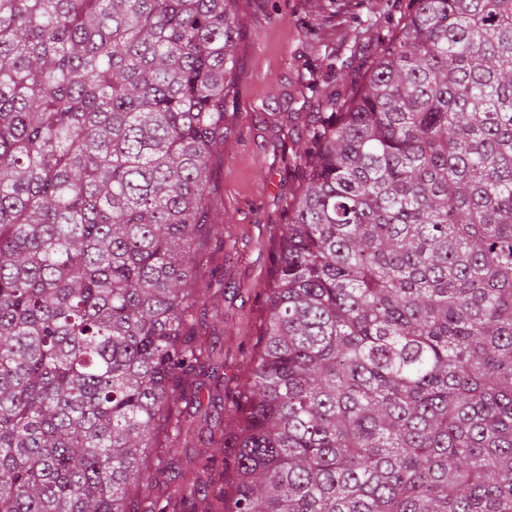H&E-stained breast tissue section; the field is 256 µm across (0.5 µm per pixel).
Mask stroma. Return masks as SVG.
I'll return each mask as SVG.
<instances>
[{
    "label": "stroma",
    "mask_w": 512,
    "mask_h": 512,
    "mask_svg": "<svg viewBox=\"0 0 512 512\" xmlns=\"http://www.w3.org/2000/svg\"><path fill=\"white\" fill-rule=\"evenodd\" d=\"M408 0H237L238 83L226 105L227 131L211 162L224 217L208 242V276L221 291L224 318L199 315L194 331L214 351L218 372L191 374L179 404L193 423L179 454L162 458L161 478L177 493L167 512H192L195 497L178 491L185 471L209 487L224 481V452L203 454L221 439L226 412L240 400V370L265 320L264 293L273 276L288 203L300 183L296 141L318 111L317 91L342 93L361 82L375 56L360 31L396 26Z\"/></svg>",
    "instance_id": "obj_1"
}]
</instances>
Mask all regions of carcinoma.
<instances>
[{
  "label": "carcinoma",
  "instance_id": "obj_1",
  "mask_svg": "<svg viewBox=\"0 0 512 512\" xmlns=\"http://www.w3.org/2000/svg\"><path fill=\"white\" fill-rule=\"evenodd\" d=\"M409 2L295 152L200 512H512V0ZM235 3L0 0V512L161 498Z\"/></svg>",
  "mask_w": 512,
  "mask_h": 512
}]
</instances>
